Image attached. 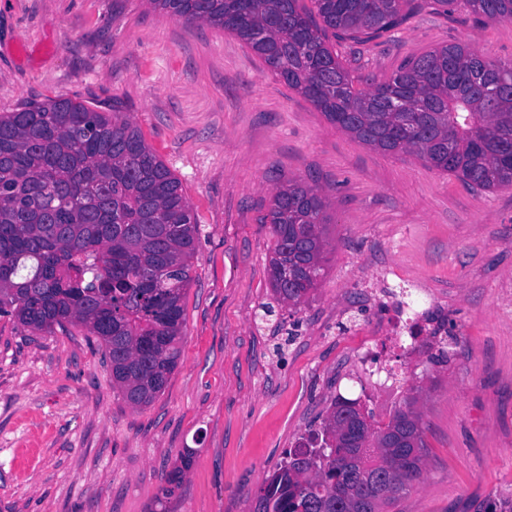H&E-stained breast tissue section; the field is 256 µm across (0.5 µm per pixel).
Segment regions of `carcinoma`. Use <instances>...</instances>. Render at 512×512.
Returning a JSON list of instances; mask_svg holds the SVG:
<instances>
[{
  "label": "carcinoma",
  "instance_id": "carcinoma-1",
  "mask_svg": "<svg viewBox=\"0 0 512 512\" xmlns=\"http://www.w3.org/2000/svg\"><path fill=\"white\" fill-rule=\"evenodd\" d=\"M146 2L233 34L369 148L415 154L472 187H512V62L447 44L364 91L333 52L330 35L370 41L400 26L409 0ZM465 2L487 20H512V0ZM266 218L275 299L297 307L324 275L325 198L290 180ZM198 238L179 180L126 113L59 97L0 114V316L41 331L86 327L133 406L151 404L178 365ZM415 403L370 425L339 458L330 413L276 464L253 512H385L423 475ZM475 512H512V499H486Z\"/></svg>",
  "mask_w": 512,
  "mask_h": 512
}]
</instances>
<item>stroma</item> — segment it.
Masks as SVG:
<instances>
[{
	"label": "stroma",
	"instance_id": "obj_1",
	"mask_svg": "<svg viewBox=\"0 0 512 512\" xmlns=\"http://www.w3.org/2000/svg\"><path fill=\"white\" fill-rule=\"evenodd\" d=\"M465 43L512 61V20L412 0L385 38L333 44L354 84ZM58 96L128 112L199 221L181 356L146 407L127 402L95 336L0 317V512H252L283 454L336 395L389 418L419 387L421 481L388 512H469L512 498V187L483 191L330 124L234 35L144 0H0V113ZM300 179L327 201L325 276L276 301L265 217ZM423 294H407L408 282ZM434 306L457 343L407 360L383 283ZM369 350L364 369L353 353ZM189 467H182V456Z\"/></svg>",
	"mask_w": 512,
	"mask_h": 512
}]
</instances>
